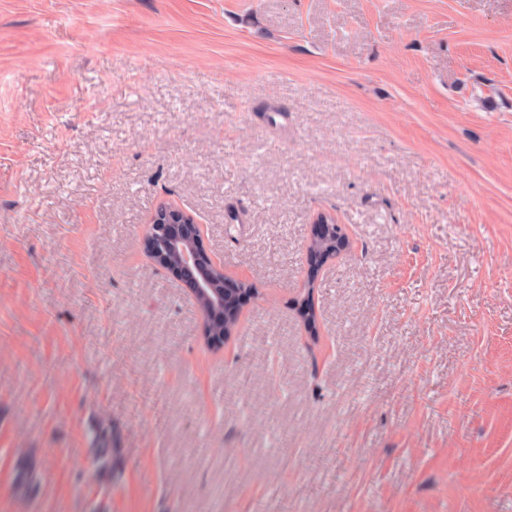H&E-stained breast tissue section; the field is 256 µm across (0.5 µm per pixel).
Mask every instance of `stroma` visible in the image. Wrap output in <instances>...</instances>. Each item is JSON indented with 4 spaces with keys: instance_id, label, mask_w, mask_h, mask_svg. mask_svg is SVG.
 I'll use <instances>...</instances> for the list:
<instances>
[{
    "instance_id": "stroma-1",
    "label": "stroma",
    "mask_w": 512,
    "mask_h": 512,
    "mask_svg": "<svg viewBox=\"0 0 512 512\" xmlns=\"http://www.w3.org/2000/svg\"><path fill=\"white\" fill-rule=\"evenodd\" d=\"M0 512H512V0H0ZM144 252L190 293L203 317V338L214 349L237 330L244 302L256 296L247 278H231L205 247L201 225L180 208L163 205L151 215ZM329 218L333 219L334 224H331ZM314 223L312 236L306 245V262L310 268L321 267L353 250V239L343 224H335V218L319 213Z\"/></svg>"
}]
</instances>
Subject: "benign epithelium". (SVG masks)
<instances>
[{
  "instance_id": "benign-epithelium-1",
  "label": "benign epithelium",
  "mask_w": 512,
  "mask_h": 512,
  "mask_svg": "<svg viewBox=\"0 0 512 512\" xmlns=\"http://www.w3.org/2000/svg\"><path fill=\"white\" fill-rule=\"evenodd\" d=\"M144 252L160 269L170 273L190 293L203 317L205 343L214 349L234 335L244 302L256 296L247 278H232L205 247L201 225L180 208L164 205L150 217L142 240ZM354 241L342 224L329 216H315L313 233L306 245V262L321 267L353 250Z\"/></svg>"
}]
</instances>
